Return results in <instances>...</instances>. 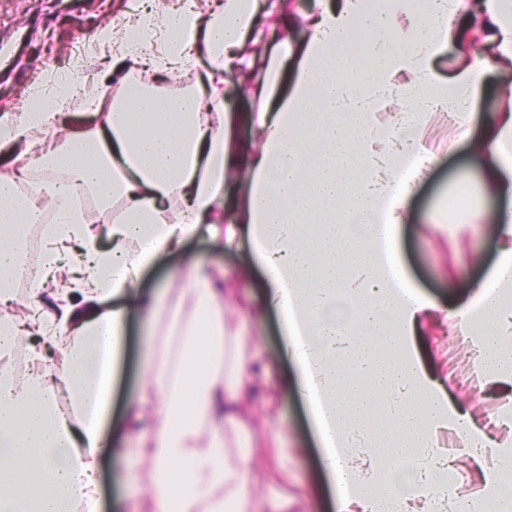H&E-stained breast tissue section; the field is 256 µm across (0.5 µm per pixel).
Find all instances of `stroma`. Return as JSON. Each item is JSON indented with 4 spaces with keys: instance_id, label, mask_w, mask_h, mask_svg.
<instances>
[{
    "instance_id": "35a3bbf8",
    "label": "stroma",
    "mask_w": 512,
    "mask_h": 512,
    "mask_svg": "<svg viewBox=\"0 0 512 512\" xmlns=\"http://www.w3.org/2000/svg\"><path fill=\"white\" fill-rule=\"evenodd\" d=\"M311 0H281L273 14L262 16L258 51L280 58L281 69L291 60L285 57L271 29L281 28L288 18L301 19ZM133 0H0V52L10 56L8 68L0 69V113L23 112V103L35 77L51 78L68 55L80 31L97 34L102 28L123 21ZM419 136L437 162L418 182L409 201L406 221L400 227L399 246L410 279L441 309L451 312L472 300L473 284L486 278L495 264L500 240L489 225L500 207L482 186V174L473 164L467 143L454 139V124L445 115L428 111L423 116ZM468 180L472 190L465 214L448 211L455 185ZM202 259L224 273H231L239 260L235 250H214L209 241L188 243L179 255L160 257L143 276L148 288L164 287L179 266ZM131 335L125 353L118 408L134 404L138 398L143 350L149 341L147 325L140 315L130 317ZM262 341L255 358L268 365L273 386L270 395L256 404L259 419L286 427L288 445L295 453L290 459L293 477L284 491L295 496V512H336L329 488L321 473L319 451L308 425L301 399L286 387L293 374L290 359L281 350L280 333L274 315H266L257 325ZM476 339L459 326L447 332L426 329L421 354L446 379L448 397L465 404L477 425L494 440L485 449L483 462H475L469 449L448 443L455 458L451 475L459 500L485 495L497 473L500 456L512 449V380L480 371L476 366ZM127 458L113 454L103 463L104 512H148L137 488L128 484Z\"/></svg>"
}]
</instances>
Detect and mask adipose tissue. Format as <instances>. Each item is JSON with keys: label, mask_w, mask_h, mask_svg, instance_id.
<instances>
[{"label": "adipose tissue", "mask_w": 512, "mask_h": 512, "mask_svg": "<svg viewBox=\"0 0 512 512\" xmlns=\"http://www.w3.org/2000/svg\"><path fill=\"white\" fill-rule=\"evenodd\" d=\"M315 0L307 32L272 98L267 64L252 92L265 108H224V74L258 64L253 32L262 0H219L204 12L179 0L127 25L116 59L146 78L90 98L93 128L63 130L74 96L49 107L0 114V512H100L98 457L105 448L150 466L151 512H291V498L260 499L256 469L291 477L286 431L256 442L255 404L267 387L251 358L259 333L235 297L237 280L262 271L266 303L279 317L292 384L308 410L337 512H441L453 494L441 443L447 431L473 450L487 435L448 399L418 336L449 317L407 277L398 243L416 182L436 163L418 137L425 105L457 116L492 192L512 200V104L472 136L468 107L497 94L512 73V0ZM482 26L491 51L467 50ZM210 63L195 87L170 84ZM455 49L452 76L434 63ZM405 124H383L390 107ZM414 171L405 174V154ZM38 163L47 176L34 196L19 189ZM53 213L30 298L19 299L26 225ZM109 244H101L100 225ZM494 229L501 249L460 326L481 346V368L512 370V204ZM208 236L215 246L246 236L233 277L205 262L177 269L168 286L143 288L157 258ZM153 318L167 343L145 362L139 400L112 414L130 313ZM33 365L10 366L17 353Z\"/></svg>", "instance_id": "1"}]
</instances>
